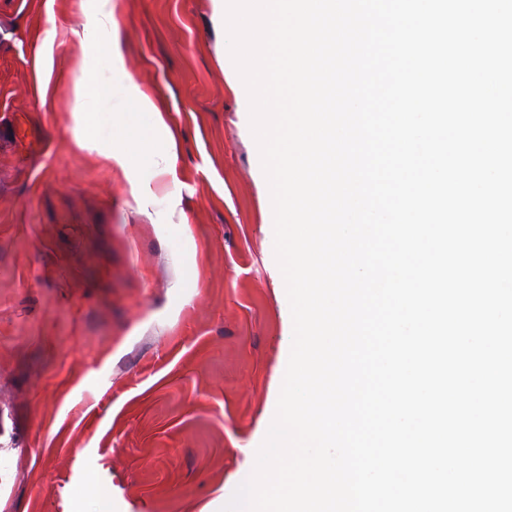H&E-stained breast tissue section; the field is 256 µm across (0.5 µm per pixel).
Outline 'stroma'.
<instances>
[{"label": "stroma", "instance_id": "1", "mask_svg": "<svg viewBox=\"0 0 512 512\" xmlns=\"http://www.w3.org/2000/svg\"><path fill=\"white\" fill-rule=\"evenodd\" d=\"M119 3L123 65L90 69L118 90L133 73L165 108V191L149 159L104 158L128 117L69 110L91 0H0V512H220L291 350L220 0Z\"/></svg>", "mask_w": 512, "mask_h": 512}]
</instances>
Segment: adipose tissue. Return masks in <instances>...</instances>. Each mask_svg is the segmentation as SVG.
Instances as JSON below:
<instances>
[{
    "instance_id": "1",
    "label": "adipose tissue",
    "mask_w": 512,
    "mask_h": 512,
    "mask_svg": "<svg viewBox=\"0 0 512 512\" xmlns=\"http://www.w3.org/2000/svg\"><path fill=\"white\" fill-rule=\"evenodd\" d=\"M116 0H94L90 17L84 26L87 37L84 41L83 53L92 58H101L110 62H120L117 33ZM125 98L115 101V93L110 83L91 80L86 67H79L73 86V111L87 114L98 112L103 106H111L113 112L123 113L128 108L149 113L156 126H163V109L153 99L151 90L142 86L136 76L125 73ZM105 156L121 169H128L142 157H150L157 175L162 182L176 178L178 157L168 150H153L151 144L142 138L126 139L117 146L108 148Z\"/></svg>"
}]
</instances>
